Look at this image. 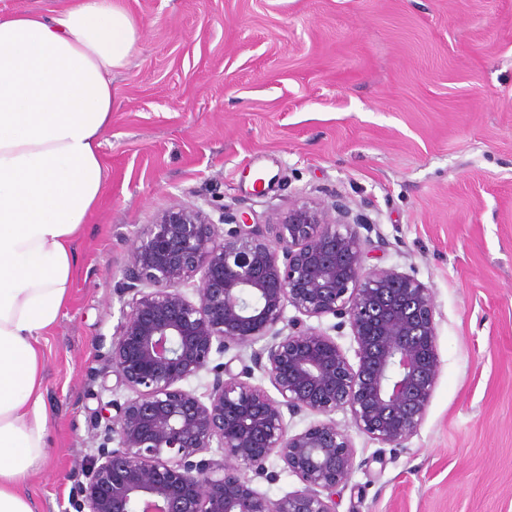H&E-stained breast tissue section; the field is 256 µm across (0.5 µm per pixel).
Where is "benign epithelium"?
<instances>
[{"label":"benign epithelium","instance_id":"benign-epithelium-1","mask_svg":"<svg viewBox=\"0 0 512 512\" xmlns=\"http://www.w3.org/2000/svg\"><path fill=\"white\" fill-rule=\"evenodd\" d=\"M272 223L277 249L246 212L216 223L176 204L132 239L129 311L110 353L131 396L108 402L116 414L76 512H337L355 449L331 415L348 412L359 432L394 447L417 432L441 369L431 288L367 266L372 223L340 200L295 202ZM327 316L339 319L333 331L349 326L356 363L308 324ZM232 346L251 348L239 375L212 365ZM255 369L278 397L247 381ZM205 373L213 381L199 394L189 384ZM302 414L322 419L290 432ZM214 447L220 458L196 459ZM273 455L303 484L278 500L242 476H265Z\"/></svg>","mask_w":512,"mask_h":512}]
</instances>
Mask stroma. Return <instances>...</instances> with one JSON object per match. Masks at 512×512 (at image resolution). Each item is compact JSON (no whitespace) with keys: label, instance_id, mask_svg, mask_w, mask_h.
I'll return each mask as SVG.
<instances>
[{"label":"stroma","instance_id":"obj_1","mask_svg":"<svg viewBox=\"0 0 512 512\" xmlns=\"http://www.w3.org/2000/svg\"><path fill=\"white\" fill-rule=\"evenodd\" d=\"M141 24L112 74L106 186L69 302L41 340L48 460L34 512H67L105 403L131 239L180 203L263 224L342 199L367 266L431 288L441 371L401 446L356 451L337 512H512V0H120Z\"/></svg>","mask_w":512,"mask_h":512}]
</instances>
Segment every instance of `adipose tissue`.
Returning a JSON list of instances; mask_svg holds the SVG:
<instances>
[{
  "label": "adipose tissue",
  "instance_id": "adipose-tissue-1",
  "mask_svg": "<svg viewBox=\"0 0 512 512\" xmlns=\"http://www.w3.org/2000/svg\"><path fill=\"white\" fill-rule=\"evenodd\" d=\"M138 40L119 0L0 14V512H34L27 484L48 456L40 340L69 299L73 244L105 185L111 76Z\"/></svg>",
  "mask_w": 512,
  "mask_h": 512
}]
</instances>
